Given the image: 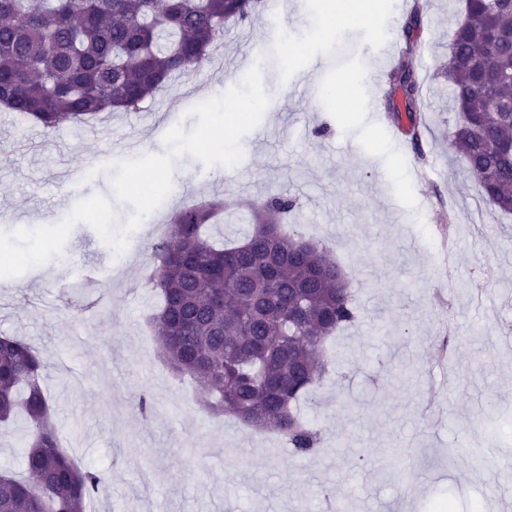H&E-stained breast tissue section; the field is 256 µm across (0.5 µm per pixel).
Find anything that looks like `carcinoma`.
I'll return each instance as SVG.
<instances>
[{
    "label": "carcinoma",
    "mask_w": 512,
    "mask_h": 512,
    "mask_svg": "<svg viewBox=\"0 0 512 512\" xmlns=\"http://www.w3.org/2000/svg\"><path fill=\"white\" fill-rule=\"evenodd\" d=\"M261 0H0V105L56 130L102 112H130L175 79L201 70L223 44L224 29L244 22ZM390 82L388 111L408 119L419 143L413 26ZM448 79L457 120L448 132L482 197L512 215V0H464L450 42ZM400 96L402 105L395 103ZM295 200L253 202V231L234 246L217 244L207 225L224 202L183 208L170 239L155 246L146 285L160 298L149 317L171 369L196 384L198 402L240 423L278 432L300 454L320 434L300 400L329 373L324 342L356 321L349 288L318 242L281 224ZM44 355L0 338V423L25 417V477L0 472V512H85L106 479L79 466L58 444L41 384Z\"/></svg>",
    "instance_id": "cac0c4a2"
}]
</instances>
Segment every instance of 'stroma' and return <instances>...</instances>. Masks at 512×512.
Returning <instances> with one entry per match:
<instances>
[{
	"label": "stroma",
	"mask_w": 512,
	"mask_h": 512,
	"mask_svg": "<svg viewBox=\"0 0 512 512\" xmlns=\"http://www.w3.org/2000/svg\"><path fill=\"white\" fill-rule=\"evenodd\" d=\"M270 25L262 7L228 25L198 73L175 80L134 112L49 132L0 108V230L55 224L92 194L110 195L112 163L164 153L175 123L212 85L230 88L260 45L270 104L241 142L234 167L174 162L172 189L116 254L95 229L73 227L43 274L0 278V336L46 355L42 385L75 463L105 473L87 512H319L325 497L348 512H503L489 487L512 466V218L484 200L448 141L443 65L462 0H427L413 37L421 148L435 175L419 181L404 125L365 109L379 67L359 46L403 26L407 0H378L370 24L324 27L320 0H288ZM92 180L67 181L74 166ZM298 207L289 227L329 244L348 273L358 319L336 338L337 372L302 404L323 442L313 454L269 447L265 432L210 415L189 378L168 368L148 324L145 286L159 226L182 207L219 197L225 239L250 227L237 215L261 195ZM97 272L85 285L86 272ZM155 408L142 415L141 394Z\"/></svg>",
	"instance_id": "stroma-1"
}]
</instances>
